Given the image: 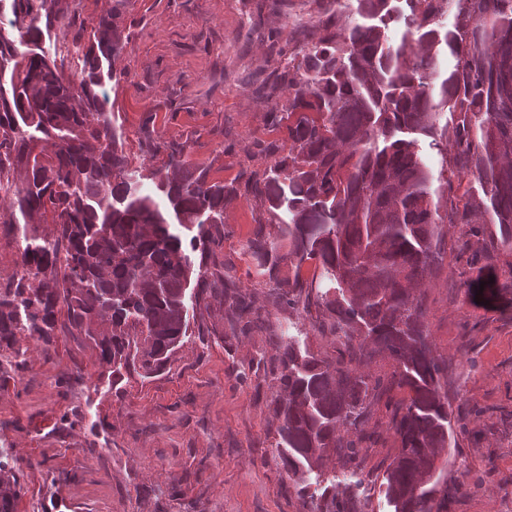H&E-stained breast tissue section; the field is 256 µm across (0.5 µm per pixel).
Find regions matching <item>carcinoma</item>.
Wrapping results in <instances>:
<instances>
[{"mask_svg": "<svg viewBox=\"0 0 512 512\" xmlns=\"http://www.w3.org/2000/svg\"><path fill=\"white\" fill-rule=\"evenodd\" d=\"M353 0L336 6L327 34L288 58L269 87L287 92L282 111L268 113L287 139H257L274 157L262 178L244 185L266 206L288 251L259 224L247 248L256 272L278 290L282 309L319 310L317 331L336 356L301 351L288 336L266 374L283 394L275 400L276 444L288 477L305 482L329 455L359 468L362 427L388 389L409 392L393 408L399 448L383 476L394 512H443V470L432 461L453 435L444 362L427 342L423 308L413 294L437 265L442 224H496L512 249V0ZM358 19L342 23L343 9ZM0 193L3 223L18 234L27 266L0 286V349L21 366L17 337L75 332L100 363L120 376L165 369L192 330L188 290L196 303L221 297L235 336L259 320L229 272L208 273L224 240V202L238 189L208 179L168 146L165 168H130L104 85L128 37L120 15L103 16L72 61L41 46L66 18L63 0H0ZM447 49L453 65L441 75ZM451 127H439L443 108ZM431 138L460 174L480 180L484 198L460 203L451 185L432 189L418 136ZM152 180L155 191L142 190ZM51 225L46 231L42 225ZM200 251L199 263L190 252ZM314 260L310 285L278 279L281 264ZM392 362L387 380L360 367ZM0 512H14L17 475L1 460ZM309 512H360L356 498L332 489Z\"/></svg>", "mask_w": 512, "mask_h": 512, "instance_id": "cac0c4a2", "label": "carcinoma"}]
</instances>
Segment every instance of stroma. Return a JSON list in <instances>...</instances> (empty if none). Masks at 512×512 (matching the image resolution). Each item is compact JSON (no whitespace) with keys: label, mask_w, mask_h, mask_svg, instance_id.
Masks as SVG:
<instances>
[{"label":"stroma","mask_w":512,"mask_h":512,"mask_svg":"<svg viewBox=\"0 0 512 512\" xmlns=\"http://www.w3.org/2000/svg\"><path fill=\"white\" fill-rule=\"evenodd\" d=\"M65 22L52 41L89 36L100 17L119 11L129 43L106 82L131 168L161 167L166 144L209 180L241 185L271 157L254 139H275L267 114L283 95L265 98L289 53L324 34L319 0H63ZM435 183L458 184L482 198L475 175L442 162L420 141ZM266 213L238 196L224 208L217 262L233 266L241 292L253 296L261 321L250 335L226 333V304L197 309L204 337L187 338L167 368L151 378L112 380L83 337L56 332L51 343L21 336L24 366L0 356V448L22 486L17 512H303V494L333 486L354 495L364 512H392L382 476L399 443L384 409L364 426V477L331 459L324 478L299 489L276 456L278 388L259 361L276 354L282 335L330 359L316 314L281 311L275 289L256 274L246 243ZM442 260L420 292L429 341L447 368L455 444L446 455L448 512H512V249L497 244L493 225L473 237L446 224ZM487 290H480V282Z\"/></svg>","instance_id":"35a3bbf8"}]
</instances>
